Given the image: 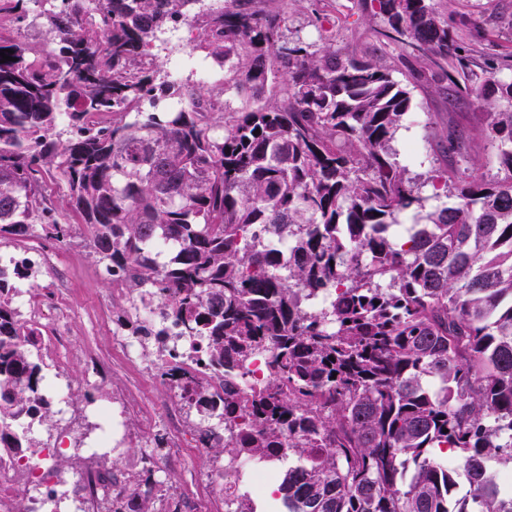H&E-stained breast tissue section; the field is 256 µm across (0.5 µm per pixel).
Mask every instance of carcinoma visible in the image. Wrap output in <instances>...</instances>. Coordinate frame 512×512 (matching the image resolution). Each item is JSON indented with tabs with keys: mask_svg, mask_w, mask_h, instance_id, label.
Wrapping results in <instances>:
<instances>
[{
	"mask_svg": "<svg viewBox=\"0 0 512 512\" xmlns=\"http://www.w3.org/2000/svg\"><path fill=\"white\" fill-rule=\"evenodd\" d=\"M291 1L44 0L33 16L39 0H0V50L13 51L0 63V238L39 224L63 241L69 225L46 205L47 180H62L98 262L204 340L201 364L225 376L219 391L176 365L161 372L200 416L237 426L215 457L295 459L280 484L288 512H512L488 469L512 470V79L487 75L437 0H359L380 19V49L421 60L403 82L322 24L316 50L286 38ZM38 19L35 49L22 28ZM178 23L184 51L224 80L168 77L155 47ZM420 82L492 106L478 133L445 138L460 156L473 137L489 141L497 179L436 169L431 208L392 147ZM155 239L177 248L162 261ZM11 263L0 459L39 455L29 431L51 413L42 331L14 306L34 268ZM118 320L143 334L133 309ZM256 359L262 377L238 389L234 374ZM154 501L142 490L125 512H156Z\"/></svg>",
	"mask_w": 512,
	"mask_h": 512,
	"instance_id": "1",
	"label": "carcinoma"
}]
</instances>
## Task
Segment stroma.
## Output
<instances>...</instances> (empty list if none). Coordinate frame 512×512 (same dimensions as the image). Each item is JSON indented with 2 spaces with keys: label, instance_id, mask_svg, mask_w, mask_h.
I'll list each match as a JSON object with an SVG mask.
<instances>
[{
  "label": "stroma",
  "instance_id": "obj_1",
  "mask_svg": "<svg viewBox=\"0 0 512 512\" xmlns=\"http://www.w3.org/2000/svg\"><path fill=\"white\" fill-rule=\"evenodd\" d=\"M439 9L465 43L477 49L488 72L512 74V0H439ZM327 17L338 38L365 43L370 20L361 18L356 0H301L288 8L287 34L314 42L318 39L316 16ZM484 120L483 108L470 98H449L433 86L422 84L414 90V106L404 118L393 147L403 152L414 144L416 156L407 159L411 173L424 174L454 164L457 154L441 142L442 130H469ZM89 233L77 226L71 238L56 242L46 239L41 229L22 241H0V254L11 256L41 250L45 263L24 286L43 303L42 354L47 364H62L63 375L72 391L66 419L35 425L33 437L55 448L58 473L69 485L80 484L89 466L112 471L117 460H140L151 451L154 489H171L183 499H204L223 508L224 493L216 474L220 465L205 443L183 448L154 447L152 437L162 434L169 418L174 392L159 376L154 348L141 353L138 364L128 363L116 350L114 338L120 328L117 312L128 305L127 297L113 291L111 280L88 246ZM137 395L142 410L128 414V441L120 457L88 460V440L98 422L92 400L107 401L121 394Z\"/></svg>",
  "mask_w": 512,
  "mask_h": 512
}]
</instances>
